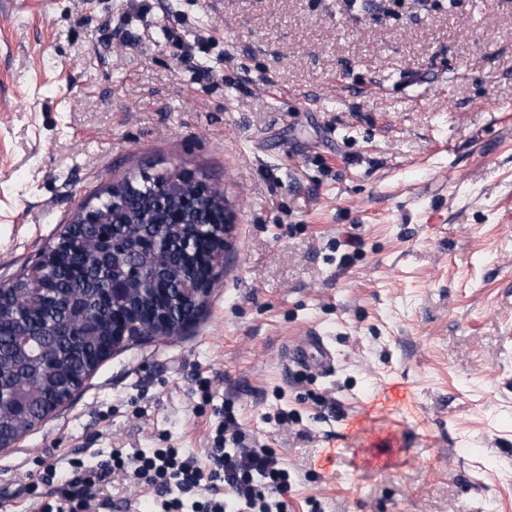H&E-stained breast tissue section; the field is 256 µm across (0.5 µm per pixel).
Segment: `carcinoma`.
Returning a JSON list of instances; mask_svg holds the SVG:
<instances>
[{"label": "carcinoma", "mask_w": 512, "mask_h": 512, "mask_svg": "<svg viewBox=\"0 0 512 512\" xmlns=\"http://www.w3.org/2000/svg\"><path fill=\"white\" fill-rule=\"evenodd\" d=\"M183 185L181 176L162 172L146 176L137 189L129 191L121 182L98 194L97 209L103 217L99 224H80L76 234L94 235L105 228L110 233L123 234L136 230L139 224H151L161 220L170 207L171 197ZM224 194L215 193V203H204L190 213L191 224H218L224 215ZM81 258L61 246L53 251L48 264L35 265L15 281L24 296V302L16 304L10 297L0 299V379L7 385L24 388L31 397L42 395V383L37 370L31 365H20L10 342L18 332H26L40 339L50 334L62 320H69L78 336L65 340L54 338L52 365L62 388L67 389L81 382L112 333V317L104 306V299L112 287V266L90 272L83 284L74 281L73 271ZM144 266L142 281L135 291L136 300L149 311L155 302L150 288L165 273L177 276L181 270L178 255L170 251L153 259L142 257Z\"/></svg>", "instance_id": "cac0c4a2"}]
</instances>
